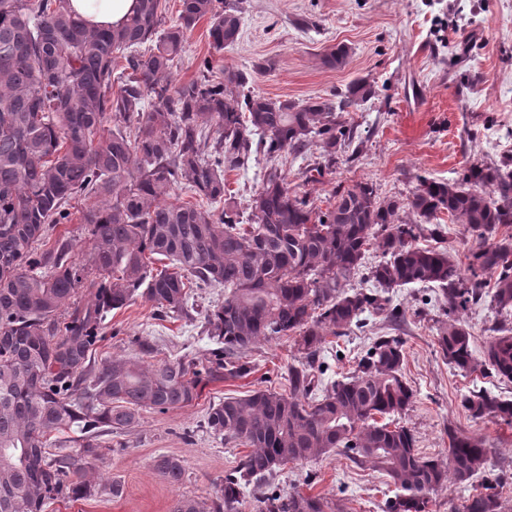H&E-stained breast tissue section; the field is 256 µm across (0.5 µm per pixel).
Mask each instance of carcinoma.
Listing matches in <instances>:
<instances>
[{
    "label": "carcinoma",
    "instance_id": "1",
    "mask_svg": "<svg viewBox=\"0 0 512 512\" xmlns=\"http://www.w3.org/2000/svg\"><path fill=\"white\" fill-rule=\"evenodd\" d=\"M243 0H180L167 21L162 0H138L112 29H90L68 0H0V512H46L56 502L122 493L92 477L104 437L139 411L192 404L209 382L246 374L243 357L262 340L291 338L288 392L257 389L209 407L206 429L249 447L210 504L181 495L171 512H241L247 489L261 491L259 512H347L346 503L277 493L270 479L285 465L332 452L379 469L393 486L382 512H430L432 496L453 479L470 485L488 464L477 435L449 434L448 462L422 455L414 431L397 421L412 406L405 354L394 336H378L354 372L323 383L321 354L330 341L366 326L365 314L397 318L393 296L410 285L437 287L448 310L437 343L448 363L512 380V172L472 163L454 182L423 178L407 201L380 198L367 184L335 188L316 210L288 184L280 164L316 146L336 165L352 138L343 112L375 96L356 81L335 101L295 103L245 91L247 72L176 83L172 69L196 25L209 22L216 51L241 33ZM349 50L334 45L324 63L340 68ZM265 160L261 186L241 207L225 175ZM191 200L172 202L176 188ZM81 203L89 227L84 259L48 233ZM442 214L465 225L467 267L415 240ZM371 288L348 287L367 252ZM224 288L206 310L207 364L152 363L139 356L95 367L92 351L114 310L145 301L157 316L195 320L196 288ZM82 288L83 305L71 306ZM500 320L476 356L460 314L485 298ZM474 419L512 424V400L466 396ZM79 433L76 447L52 450L51 433ZM155 472L182 483L176 457L154 458ZM498 476L469 494L463 512H504Z\"/></svg>",
    "mask_w": 512,
    "mask_h": 512
}]
</instances>
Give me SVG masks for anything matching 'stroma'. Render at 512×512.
<instances>
[{
	"label": "stroma",
	"instance_id": "obj_1",
	"mask_svg": "<svg viewBox=\"0 0 512 512\" xmlns=\"http://www.w3.org/2000/svg\"><path fill=\"white\" fill-rule=\"evenodd\" d=\"M244 6L241 35L222 52L210 44L208 22L194 28L173 80L197 77L198 62L209 57L218 67L250 73L254 92L280 100L330 98L362 79L376 89L375 97L345 113L353 137L322 182L303 177L320 163L319 149L289 158L284 173L290 187L308 195L315 208H326L340 185L367 183L382 198L404 199L420 179L453 181L471 163L512 158V0H245ZM335 44L350 49L340 68L323 62ZM393 301L398 323L374 316L366 331L338 338L336 355L326 358L325 381L352 372L370 337L399 338L404 374L415 392L404 421L420 452L444 461L449 432L481 436L490 450L488 472L511 478L502 498L512 512V424L472 419L461 405L474 391L511 400L512 382L448 364L437 343L443 306L437 289L404 288ZM106 323L92 353L98 363L135 356L139 339L154 343L159 362L201 363L208 356L210 342L200 322L157 320L145 302L114 311ZM294 354L292 343L260 342L246 356L249 374L209 384L192 405L141 411L134 427L105 440L99 473L121 485V496L56 503L47 512H170L181 495L210 501L247 449L210 436L209 406L256 389L287 391L282 375ZM160 455L182 460L181 484L152 469ZM275 485L284 494L347 499L350 512H381L391 492L381 473L336 453L287 465Z\"/></svg>",
	"mask_w": 512,
	"mask_h": 512
}]
</instances>
